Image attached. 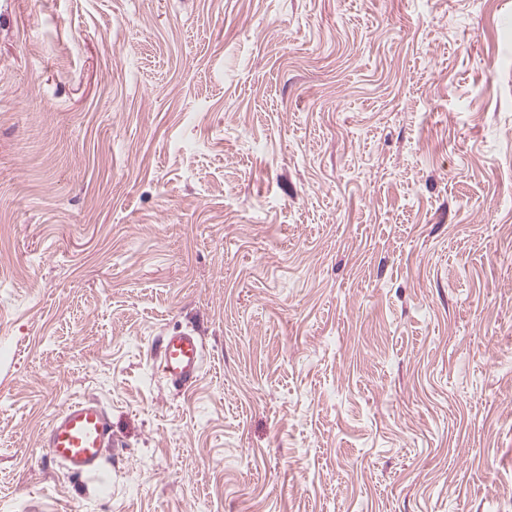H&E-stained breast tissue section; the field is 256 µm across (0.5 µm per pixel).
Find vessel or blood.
Here are the masks:
<instances>
[{
	"label": "vessel or blood",
	"instance_id": "vessel-or-blood-1",
	"mask_svg": "<svg viewBox=\"0 0 512 512\" xmlns=\"http://www.w3.org/2000/svg\"><path fill=\"white\" fill-rule=\"evenodd\" d=\"M157 373L167 384L187 390L196 386L203 369V342L195 331L164 336L156 352ZM43 444L53 461L73 475L97 474L116 441L106 410L93 400L63 407L46 431Z\"/></svg>",
	"mask_w": 512,
	"mask_h": 512
}]
</instances>
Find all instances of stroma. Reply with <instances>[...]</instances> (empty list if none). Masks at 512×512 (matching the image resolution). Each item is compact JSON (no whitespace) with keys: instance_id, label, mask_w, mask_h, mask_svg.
I'll return each mask as SVG.
<instances>
[{"instance_id":"obj_1","label":"stroma","mask_w":512,"mask_h":512,"mask_svg":"<svg viewBox=\"0 0 512 512\" xmlns=\"http://www.w3.org/2000/svg\"><path fill=\"white\" fill-rule=\"evenodd\" d=\"M79 399L97 484L42 442ZM37 504L512 512V0H0V512ZM157 373L167 384L191 389L199 382L203 369V342L193 330H180L164 336L157 349Z\"/></svg>"}]
</instances>
